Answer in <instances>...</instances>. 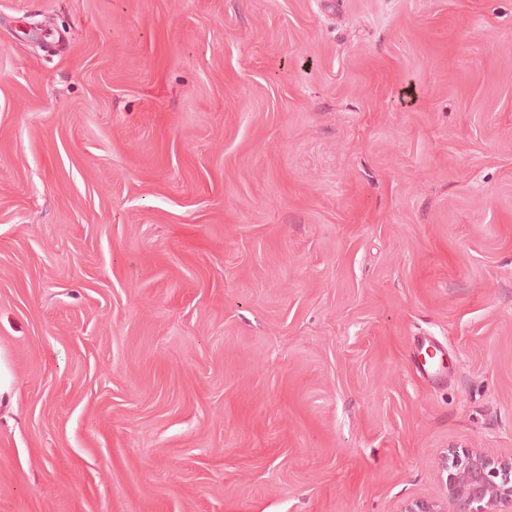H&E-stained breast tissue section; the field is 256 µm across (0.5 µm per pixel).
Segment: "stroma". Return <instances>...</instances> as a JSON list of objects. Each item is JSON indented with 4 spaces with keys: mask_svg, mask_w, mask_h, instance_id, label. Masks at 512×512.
Returning <instances> with one entry per match:
<instances>
[{
    "mask_svg": "<svg viewBox=\"0 0 512 512\" xmlns=\"http://www.w3.org/2000/svg\"><path fill=\"white\" fill-rule=\"evenodd\" d=\"M449 448L512 452V0H0V512H400Z\"/></svg>",
    "mask_w": 512,
    "mask_h": 512,
    "instance_id": "obj_1",
    "label": "stroma"
}]
</instances>
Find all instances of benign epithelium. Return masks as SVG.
<instances>
[{
    "instance_id": "7a95c632",
    "label": "benign epithelium",
    "mask_w": 512,
    "mask_h": 512,
    "mask_svg": "<svg viewBox=\"0 0 512 512\" xmlns=\"http://www.w3.org/2000/svg\"><path fill=\"white\" fill-rule=\"evenodd\" d=\"M439 474L442 498L411 502L402 512H512V454L492 458L449 448Z\"/></svg>"
}]
</instances>
